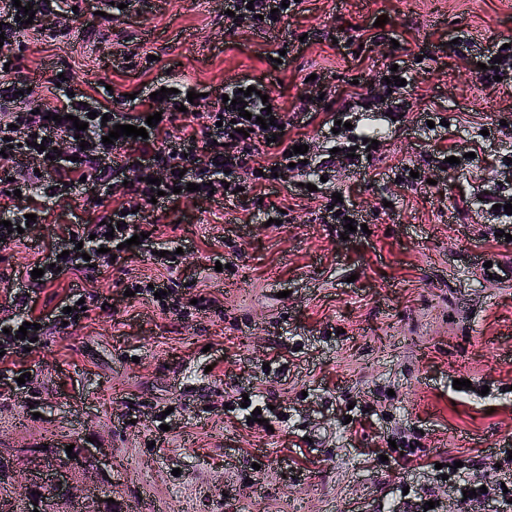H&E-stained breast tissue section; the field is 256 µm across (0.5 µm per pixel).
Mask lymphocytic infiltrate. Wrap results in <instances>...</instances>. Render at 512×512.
Returning a JSON list of instances; mask_svg holds the SVG:
<instances>
[{"label": "lymphocytic infiltrate", "mask_w": 512, "mask_h": 512, "mask_svg": "<svg viewBox=\"0 0 512 512\" xmlns=\"http://www.w3.org/2000/svg\"><path fill=\"white\" fill-rule=\"evenodd\" d=\"M35 11L32 22L22 19L23 8L15 7L14 0H0V31L5 34L0 44V183L20 190V197L0 204V240L5 245L26 242L27 234L8 232V225H26L27 215H35L37 223H48L56 199L80 189L100 198L111 187L125 183L128 193L138 196L140 217L127 214L125 204H118L104 212L98 224H63L53 242L33 265L43 276L31 280L29 290H17L11 285L0 287L12 315L5 320L0 332V350L13 353L15 348L30 347L32 338L47 336L51 327L76 324L86 312L78 301L83 294L79 280L94 265L108 261V247L112 243H129L140 233L142 223L155 224L159 210L167 205L191 202L216 194L233 201L234 190L242 185L240 176H251L252 186L275 182L277 174L295 167L302 176L328 173L336 163L348 168H361L369 152L367 145L355 148L354 157L337 160L332 150L336 146L333 132L336 121L357 118L370 111L372 100L356 92L342 99L331 100L324 122L328 132L323 136L321 150L293 153V146L307 143L300 130L303 113L288 114L280 108H267L262 94L269 88L262 81L239 78L225 82L221 95L188 100L191 84L184 79H168L164 86L169 94L156 101L147 95L129 98L121 94L109 101L72 88L74 73L64 78L50 77L45 84L46 94L39 101H31L26 90L29 83L14 65L12 47L21 36L34 33L56 39L57 30L45 22L71 13V0H30ZM225 9L249 19L253 29L274 31L279 20L291 17L299 9L297 0H225ZM255 86L254 95L242 96V89ZM246 99L248 117H240L233 100ZM191 103L205 111L206 122L201 130L180 128L176 125L178 106ZM162 118L154 127H147L146 119L154 113ZM273 114L275 123L268 128L258 127L256 117ZM86 122L85 131H76L75 121ZM133 125L146 128L147 138L120 136L112 144H104L115 125ZM43 138V146H35V138ZM268 142V151H259L257 142ZM67 143L68 153L50 156L49 151L60 143ZM197 184V191H187V184ZM168 186L166 195H158L159 186ZM130 245V243H129ZM145 245H130V254L145 252ZM72 275L73 283L67 296L72 302L71 312L55 309L50 313L36 310L33 296L41 283L54 280L58 273ZM31 323L26 340L17 333L23 323ZM448 486L455 492L473 491L474 502L495 501L502 512H512V499L500 484L485 482L478 474H462L456 468L448 470Z\"/></svg>", "instance_id": "lymphocytic-infiltrate-1"}]
</instances>
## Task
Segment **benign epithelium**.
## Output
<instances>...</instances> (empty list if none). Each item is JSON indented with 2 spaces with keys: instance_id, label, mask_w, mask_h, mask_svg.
I'll list each match as a JSON object with an SVG mask.
<instances>
[{
  "instance_id": "1",
  "label": "benign epithelium",
  "mask_w": 512,
  "mask_h": 512,
  "mask_svg": "<svg viewBox=\"0 0 512 512\" xmlns=\"http://www.w3.org/2000/svg\"><path fill=\"white\" fill-rule=\"evenodd\" d=\"M71 459L64 448L23 449L19 458L23 466L0 470V487L13 486L20 475L29 477V491L25 512H45L46 497L66 505L79 506L81 512H115L105 497H88L79 488V482L99 469L96 455L84 445L73 448Z\"/></svg>"
}]
</instances>
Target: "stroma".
Instances as JSON below:
<instances>
[{
  "label": "stroma",
  "instance_id": "35a3bbf8",
  "mask_svg": "<svg viewBox=\"0 0 512 512\" xmlns=\"http://www.w3.org/2000/svg\"><path fill=\"white\" fill-rule=\"evenodd\" d=\"M74 2L77 17L59 20L69 37L20 40L33 96L71 68L118 94L170 73L213 88L259 79L291 113L317 95L313 72L333 71L342 96L372 87L379 104L359 126L379 145L365 169H337L323 187L349 196L368 229L322 223L293 172L233 205L169 211L146 230L154 250L188 253L168 290L182 313L126 296L159 273L147 258L92 273L88 317L14 353L29 375L0 397V453L92 442L104 474L88 491L123 512H397L404 490L428 487L441 512H496L449 494L439 466L471 459L489 479L512 475L501 454L512 443V241L477 198L512 179V86H484L453 52L460 37L477 54L512 37V0H303L278 36L245 21L227 31L224 0H133L121 13ZM425 46L434 55L392 123L382 75ZM428 110L451 126L428 127ZM480 132L478 166L431 162ZM400 160L428 184H398ZM55 230L0 248V273L26 287L23 265ZM251 392L265 404L258 422L241 409Z\"/></svg>",
  "mask_w": 512,
  "mask_h": 512
}]
</instances>
